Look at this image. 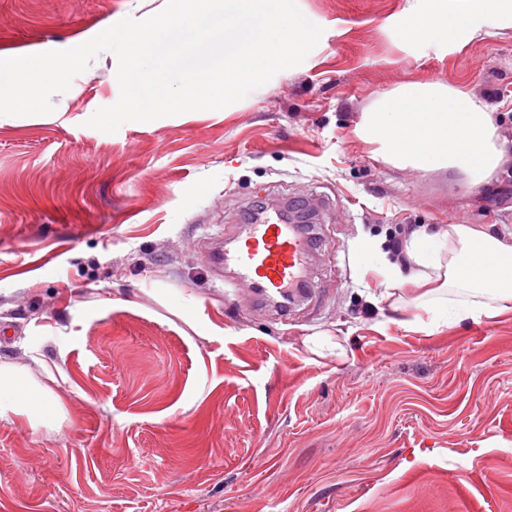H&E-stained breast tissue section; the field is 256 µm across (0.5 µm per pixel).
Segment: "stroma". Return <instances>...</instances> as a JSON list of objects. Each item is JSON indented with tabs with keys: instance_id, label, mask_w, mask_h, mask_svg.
Wrapping results in <instances>:
<instances>
[{
	"instance_id": "obj_1",
	"label": "stroma",
	"mask_w": 512,
	"mask_h": 512,
	"mask_svg": "<svg viewBox=\"0 0 512 512\" xmlns=\"http://www.w3.org/2000/svg\"><path fill=\"white\" fill-rule=\"evenodd\" d=\"M167 0H0V59L83 44ZM300 65L219 110L88 127L120 96L99 54L52 113L0 116V364L55 418L0 417V512H512V309L387 290L397 227L512 233V166L478 192L397 168L360 131L408 83L465 90L512 141V22L403 41L410 0H297ZM326 240L289 317L204 254L257 200Z\"/></svg>"
}]
</instances>
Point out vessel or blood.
I'll use <instances>...</instances> for the list:
<instances>
[{"instance_id": "vessel-or-blood-1", "label": "vessel or blood", "mask_w": 512, "mask_h": 512, "mask_svg": "<svg viewBox=\"0 0 512 512\" xmlns=\"http://www.w3.org/2000/svg\"><path fill=\"white\" fill-rule=\"evenodd\" d=\"M318 246V238L300 225L264 217L258 223L243 225L233 248L215 245L209 262L230 269L249 286L258 302H275L284 314L305 296L303 271Z\"/></svg>"}]
</instances>
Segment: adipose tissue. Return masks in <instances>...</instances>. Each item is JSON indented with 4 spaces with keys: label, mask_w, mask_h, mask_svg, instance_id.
<instances>
[{
    "label": "adipose tissue",
    "mask_w": 512,
    "mask_h": 512,
    "mask_svg": "<svg viewBox=\"0 0 512 512\" xmlns=\"http://www.w3.org/2000/svg\"><path fill=\"white\" fill-rule=\"evenodd\" d=\"M512 16V0H413L399 35L439 39L461 47L488 17ZM361 129L384 157L400 166L448 168L470 187L494 180L512 163V144L501 138L486 108L468 93L439 83L412 84L387 95L363 113ZM407 254L419 268L416 281L475 292L472 318L512 308V244L467 224L430 234H411ZM61 408L52 391L0 367V414L51 416Z\"/></svg>",
    "instance_id": "obj_1"
}]
</instances>
